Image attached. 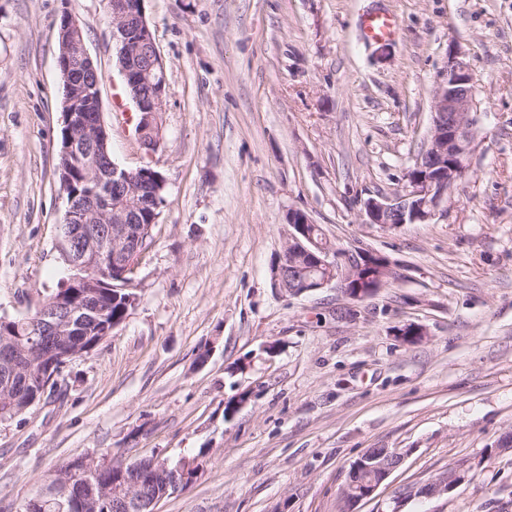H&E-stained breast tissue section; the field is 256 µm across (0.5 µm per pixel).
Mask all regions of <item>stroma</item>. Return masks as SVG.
I'll return each mask as SVG.
<instances>
[{
    "mask_svg": "<svg viewBox=\"0 0 512 512\" xmlns=\"http://www.w3.org/2000/svg\"><path fill=\"white\" fill-rule=\"evenodd\" d=\"M166 70L149 153L117 63L105 0H0V316L35 312L67 274L58 226L62 81L57 22L77 17L103 75L113 160L165 180L127 320L0 423V512L69 460L197 465L160 512H339L370 448L404 461L352 512H512V0H144ZM394 15L387 43L365 15ZM478 124L468 175L424 224L362 221L424 146L449 47ZM394 278L274 288L286 215ZM417 325L416 343L399 329ZM448 494L410 495L450 471Z\"/></svg>",
    "mask_w": 512,
    "mask_h": 512,
    "instance_id": "stroma-1",
    "label": "stroma"
}]
</instances>
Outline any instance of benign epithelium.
Segmentation results:
<instances>
[{"mask_svg": "<svg viewBox=\"0 0 512 512\" xmlns=\"http://www.w3.org/2000/svg\"><path fill=\"white\" fill-rule=\"evenodd\" d=\"M143 0H112L107 15L112 39L124 45L118 52L119 71L130 88L147 84L153 97L145 101L133 98L137 109L145 111L139 137L148 151L157 149L161 136L152 114L164 109L166 94L165 67L158 53L148 62L142 61L141 42L154 43L145 19ZM134 14L139 24L136 34L128 31V16ZM60 52L57 68L61 79L72 86L71 72L80 68L90 74L81 85L78 98L63 99L65 140L60 152V190L66 196L67 211L63 225L64 245L72 253L73 274L64 283L72 289L69 297L52 296L39 308L38 316L27 320L25 343L13 344L0 351V356L20 369L32 358L40 363L38 383L55 380L75 357L81 354L82 342L75 349L67 346L69 336H88L95 328L96 344H101L118 324L106 320L107 296L119 297L121 291L136 289L133 275L140 261L139 229L134 224L141 207L139 195L155 178L145 165L127 169L111 157L109 135L102 119V74L90 57L82 28L75 16L65 12L57 23ZM476 90L468 66L458 50L448 48L444 68L438 72L433 95L432 125L427 145L417 157L406 185L392 197L378 196L364 202L366 224L395 226L425 224L448 206V192L459 180L464 164L474 150L473 117L477 110ZM123 188L134 196L124 209L112 208V187ZM312 220L307 213H288V242L271 266L274 285L286 276L289 251L307 255L305 276L295 279L293 296L320 291L336 284L347 295L360 299L375 294L374 288L352 289V282L363 283L360 274L378 269L390 277L391 267L379 265L382 256L369 251H338L315 240L308 229ZM403 462V455L392 448L367 451L352 465L364 480L346 483L342 491L344 508L371 497L380 485ZM463 476L443 474L417 487L409 494L431 498L448 493Z\"/></svg>", "mask_w": 512, "mask_h": 512, "instance_id": "7a95c632", "label": "benign epithelium"}]
</instances>
